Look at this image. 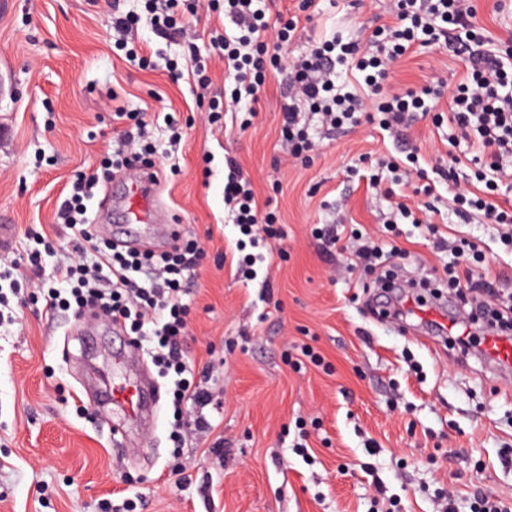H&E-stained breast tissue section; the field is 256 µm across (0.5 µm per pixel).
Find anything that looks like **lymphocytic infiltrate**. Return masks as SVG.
Masks as SVG:
<instances>
[{
	"label": "lymphocytic infiltrate",
	"mask_w": 512,
	"mask_h": 512,
	"mask_svg": "<svg viewBox=\"0 0 512 512\" xmlns=\"http://www.w3.org/2000/svg\"><path fill=\"white\" fill-rule=\"evenodd\" d=\"M259 0H144L150 24L159 37L186 44L193 64V79L200 96L208 97V121L217 123L220 113L254 112L272 75L287 72L288 102L280 128L281 147L289 163L308 166L318 144L310 132L312 121L327 130H341L361 123H375L383 130L400 132L410 117L428 113L441 93L430 86L390 91L387 80L394 64L415 46L434 43L447 46L461 58L467 75L452 92L448 103L451 130L472 141L476 153L470 159L480 191L457 182L460 156L436 162L433 172L451 187L449 209L462 221L473 215L501 226V236L512 245V200L500 196V185L512 174V44L494 42L477 21V0H391L392 22L378 25L366 41L342 42L315 39L309 50L286 59L284 48L294 38L314 0H298L289 15H268ZM204 25L219 59L233 76L229 95L209 98V66L196 51L192 27ZM361 74L362 80L345 89L336 82V65ZM108 95L106 109L122 123L117 146L104 158L99 172H77L70 190L59 203L55 223L65 225L80 252L91 254L92 264H59L45 269L42 253L32 250L12 260L13 284L41 290L45 308L99 309L123 321L135 344H147L148 354L161 378L170 384L173 408L170 438L182 444L191 434H207L213 426L203 413L212 401L208 373L190 380L193 368L183 350L188 334L189 291L183 283L195 276L205 256L197 239H181L171 252L129 250L98 237L89 204L114 173L138 164L162 174L178 166L181 141L172 131L166 150L152 143L142 113L117 105ZM224 204L241 234L252 247L242 259L245 278L257 275L266 253L288 236L277 225L273 212L259 209L250 181L233 157H226ZM453 250L472 267L464 275H449L448 285L460 297L494 284L492 269L480 246L462 240ZM195 416H187V408Z\"/></svg>",
	"instance_id": "obj_1"
}]
</instances>
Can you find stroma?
I'll return each mask as SVG.
<instances>
[{
  "label": "stroma",
  "instance_id": "1",
  "mask_svg": "<svg viewBox=\"0 0 512 512\" xmlns=\"http://www.w3.org/2000/svg\"><path fill=\"white\" fill-rule=\"evenodd\" d=\"M388 0L354 7L320 0L307 29L290 43L295 57L311 34L366 39ZM142 0H0V216L14 224V247L35 248L32 232L52 244L45 267L73 258L52 215L76 172L96 171L112 149L106 92L144 113L158 147L165 115L185 135L179 170L162 183L161 199L181 219L183 235L201 240L206 257L191 284L190 334L184 348L194 370L210 368L215 406L211 440L169 439L172 409L162 403L152 428L128 424L114 442L110 419L90 394L94 372L110 383L136 378V359L114 363L112 337L100 327L85 349L82 325L68 311L47 314L29 301L0 321V512H99L101 501L123 512H370L377 492L395 512H437L443 492L456 512L474 496L512 501V374L479 358L484 329L473 326L472 355L429 343L417 316L406 330L376 318L366 288L374 275L349 270L350 254L326 255L315 224L344 219L354 233L389 252L388 266L431 286L465 261L434 245L435 235L479 242L512 290V247L499 227L447 217L438 233L400 221L389 229L388 201L367 187L379 157L418 149L421 166L467 144L448 143L447 122L426 116L405 138L364 123L327 136L309 167L286 164L278 139L284 76L268 83L255 116L223 113L210 124L191 79L172 81L166 63L181 45L139 35L154 67L131 66L112 39V15L143 13ZM463 63L427 44L398 63L390 87L431 85L448 92ZM240 163L259 201H271L288 238L287 259L273 258L266 276L236 272L241 234L224 205L225 156ZM319 355L312 363L299 351ZM307 439L308 455L295 445Z\"/></svg>",
  "mask_w": 512,
  "mask_h": 512
}]
</instances>
